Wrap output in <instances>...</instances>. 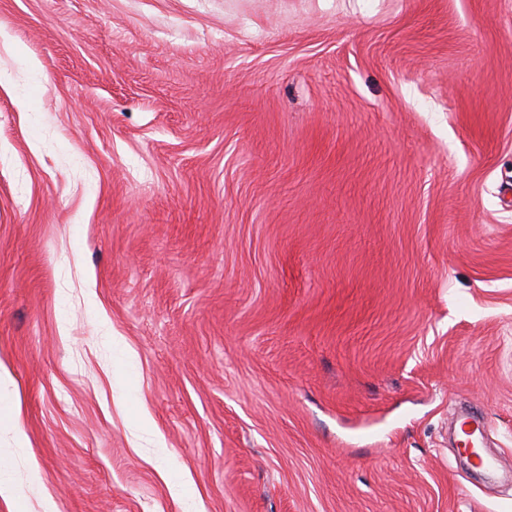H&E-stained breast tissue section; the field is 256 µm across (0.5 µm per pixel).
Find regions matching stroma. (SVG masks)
I'll use <instances>...</instances> for the list:
<instances>
[{
  "instance_id": "obj_1",
  "label": "stroma",
  "mask_w": 512,
  "mask_h": 512,
  "mask_svg": "<svg viewBox=\"0 0 512 512\" xmlns=\"http://www.w3.org/2000/svg\"><path fill=\"white\" fill-rule=\"evenodd\" d=\"M0 471L512 512V0H0Z\"/></svg>"
}]
</instances>
